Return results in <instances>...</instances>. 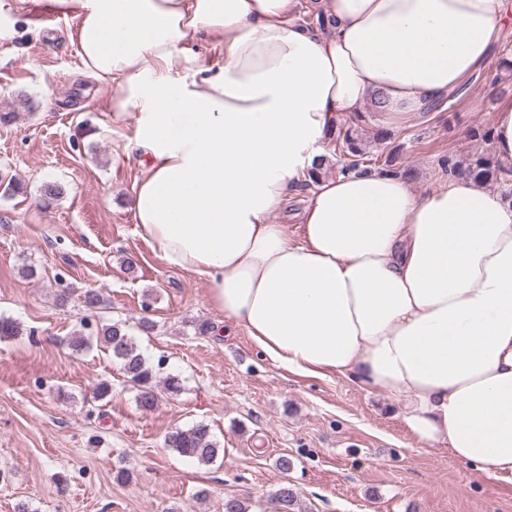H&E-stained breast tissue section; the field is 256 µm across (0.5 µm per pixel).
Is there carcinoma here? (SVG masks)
Returning a JSON list of instances; mask_svg holds the SVG:
<instances>
[{
    "instance_id": "1",
    "label": "carcinoma",
    "mask_w": 512,
    "mask_h": 512,
    "mask_svg": "<svg viewBox=\"0 0 512 512\" xmlns=\"http://www.w3.org/2000/svg\"><path fill=\"white\" fill-rule=\"evenodd\" d=\"M363 115L349 117V125L331 133V142L335 144L338 157L339 174H365L372 171H385L396 175H409L411 168L397 164L401 146L391 145L390 136L385 132L377 134V140L383 144L380 154L375 159L365 158L364 149L358 138V122ZM442 165L448 173L465 172L483 183L505 181L509 170L499 164L493 156L484 152H475L466 162L458 163L451 158ZM96 335L105 350L117 360L137 389L136 401L143 411L152 410L158 403L160 392L175 394L181 390V380L174 375L165 378L158 376V371L139 351L133 338L120 323L103 324L96 327ZM166 447L177 452L179 456L199 465H210L219 458L221 448L214 440L210 429L205 424L190 428H175L165 438ZM276 500L281 512H295L297 494L294 489L283 486L276 493Z\"/></svg>"
}]
</instances>
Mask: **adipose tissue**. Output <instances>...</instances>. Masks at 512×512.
I'll return each instance as SVG.
<instances>
[{
  "label": "adipose tissue",
  "mask_w": 512,
  "mask_h": 512,
  "mask_svg": "<svg viewBox=\"0 0 512 512\" xmlns=\"http://www.w3.org/2000/svg\"><path fill=\"white\" fill-rule=\"evenodd\" d=\"M52 3L85 72L119 85L109 110L146 160L133 219L159 256L274 365L402 403L416 439L512 483V201L460 173L420 195L375 171L319 181L299 239L272 220L339 120L424 111L486 67L512 0H318L322 34L298 0Z\"/></svg>",
  "instance_id": "1"
}]
</instances>
